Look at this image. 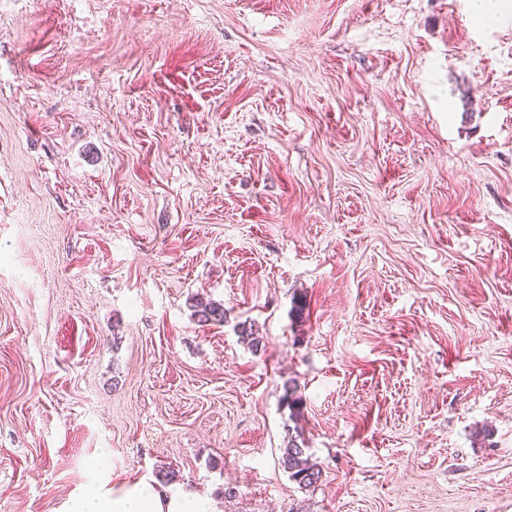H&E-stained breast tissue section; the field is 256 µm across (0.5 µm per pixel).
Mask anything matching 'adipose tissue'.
<instances>
[{
  "label": "adipose tissue",
  "mask_w": 512,
  "mask_h": 512,
  "mask_svg": "<svg viewBox=\"0 0 512 512\" xmlns=\"http://www.w3.org/2000/svg\"><path fill=\"white\" fill-rule=\"evenodd\" d=\"M90 478L80 485L65 512H213L208 497L171 485L140 479L114 486L106 480V460L94 461Z\"/></svg>",
  "instance_id": "ef3b65f1"
}]
</instances>
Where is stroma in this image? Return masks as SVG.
<instances>
[{
	"instance_id": "35a3bbf8",
	"label": "stroma",
	"mask_w": 512,
	"mask_h": 512,
	"mask_svg": "<svg viewBox=\"0 0 512 512\" xmlns=\"http://www.w3.org/2000/svg\"><path fill=\"white\" fill-rule=\"evenodd\" d=\"M493 4L0 0V512L100 458L216 512H512ZM193 309V317L198 323L208 325L209 323H224L225 312L224 306L218 302H205L202 299L191 305ZM288 437V444L284 448L280 464L300 488L312 487L319 481L321 472L311 462L303 433L296 430L295 434L291 433Z\"/></svg>"
}]
</instances>
